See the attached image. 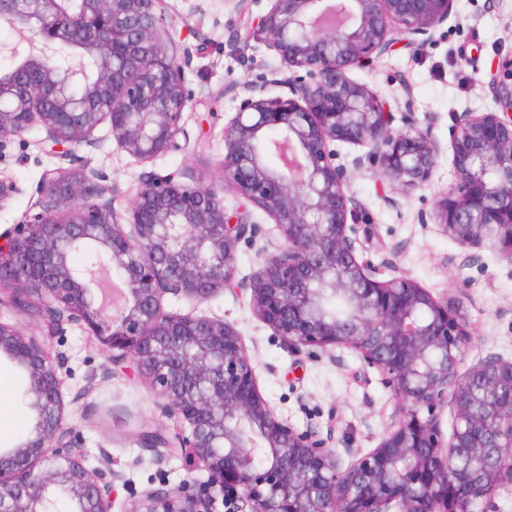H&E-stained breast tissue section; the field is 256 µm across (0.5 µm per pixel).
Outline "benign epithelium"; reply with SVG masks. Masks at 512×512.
Returning <instances> with one entry per match:
<instances>
[{
    "label": "benign epithelium",
    "mask_w": 512,
    "mask_h": 512,
    "mask_svg": "<svg viewBox=\"0 0 512 512\" xmlns=\"http://www.w3.org/2000/svg\"><path fill=\"white\" fill-rule=\"evenodd\" d=\"M245 42L274 50L273 82L288 95L250 94L224 126L222 183L174 173L139 176L123 208L114 186L78 155L109 122L141 163L185 149L190 97L163 0H0V22L48 51L0 76V161L38 126L59 165L44 173L24 218L0 233V304L41 330L0 320V355L24 368L31 433L0 450V512H113L125 474L107 457L93 471L64 423L63 378L49 352L67 325L89 328L112 370L158 389L166 433L141 442L161 462L177 449L206 473L144 491L140 512H498L512 488V359L458 366L472 328L455 297L406 275L380 278L365 253L375 232L350 191L355 173L403 189L425 185L441 146L432 123L396 114L351 71L386 53L398 34L433 41L456 0H270ZM500 110L463 112L449 129L453 181L434 203L440 231L464 248L485 242L512 262V85ZM357 149L348 157L339 147ZM282 155L281 165L269 155ZM242 203L224 206V189ZM266 214L278 235L254 220ZM258 267L237 277L240 245ZM348 315L319 310L318 291ZM248 299L294 353L355 351L394 408L364 451L337 447L336 414L300 429L262 395L244 337L217 318L165 309L219 292ZM453 412L447 437L444 410Z\"/></svg>",
    "instance_id": "1"
}]
</instances>
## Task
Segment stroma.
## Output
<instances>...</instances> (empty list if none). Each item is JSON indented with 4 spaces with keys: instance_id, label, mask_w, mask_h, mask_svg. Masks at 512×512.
Returning a JSON list of instances; mask_svg holds the SVG:
<instances>
[{
    "instance_id": "obj_1",
    "label": "stroma",
    "mask_w": 512,
    "mask_h": 512,
    "mask_svg": "<svg viewBox=\"0 0 512 512\" xmlns=\"http://www.w3.org/2000/svg\"><path fill=\"white\" fill-rule=\"evenodd\" d=\"M270 7L269 0H166V22L179 45V63L191 95L184 114L189 143L184 151L154 160L155 171H193L219 180L218 160L224 154V127L234 116L248 87L279 94L271 80L280 66L278 55L264 45L244 48L243 38ZM456 15L440 25L434 40L424 46L396 43L366 69H354L357 81L371 86L393 111L412 101L417 116L430 117L433 133L443 148L428 184L392 193L376 178L354 176L350 189L370 214L376 238L367 256L374 263L392 262L433 295L459 296L473 328V341L460 367L497 354L512 359V263L488 248L464 249L443 234L432 219L435 200L452 181L448 129L464 112L495 110L503 71L498 63L512 57V0H457ZM93 145L82 146L90 158L127 198L136 187L142 164L122 151L109 124H101ZM39 130L14 140L0 175L20 188L0 211V232L19 223L33 193L57 158L41 150ZM394 202H387V194ZM167 310L218 317L243 335L257 365L264 397L291 424L304 428L324 425L328 412L338 418L337 439L357 447H375L386 432L393 409L390 392L376 373H363L358 355L336 349L334 356L317 359L287 351L271 329L259 320L246 300L230 293L192 303L169 300ZM59 357L67 400L64 421L79 436V453L87 468L109 453L125 473L127 486L118 504L130 508L142 493L159 484L177 486L196 476L195 466L177 454L161 464L150 461L140 437L165 429L155 403L157 391L148 382L116 375L108 352L90 332L73 326L51 346ZM0 383L16 426L0 429V448L14 446L33 426L34 413L25 404L24 373L8 359L0 360Z\"/></svg>"
}]
</instances>
